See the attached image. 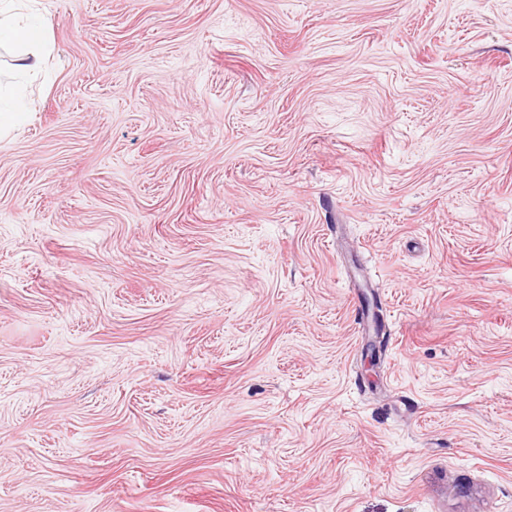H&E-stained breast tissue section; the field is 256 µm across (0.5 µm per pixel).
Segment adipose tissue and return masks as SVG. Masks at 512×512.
Listing matches in <instances>:
<instances>
[{"label":"adipose tissue","mask_w":512,"mask_h":512,"mask_svg":"<svg viewBox=\"0 0 512 512\" xmlns=\"http://www.w3.org/2000/svg\"><path fill=\"white\" fill-rule=\"evenodd\" d=\"M15 0H0V40H8L14 49V67L25 74H37L43 66L47 47L42 28L16 21Z\"/></svg>","instance_id":"1"}]
</instances>
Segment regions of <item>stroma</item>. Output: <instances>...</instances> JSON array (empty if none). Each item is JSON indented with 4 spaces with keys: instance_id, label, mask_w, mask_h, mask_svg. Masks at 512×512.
<instances>
[{
    "instance_id": "stroma-1",
    "label": "stroma",
    "mask_w": 512,
    "mask_h": 512,
    "mask_svg": "<svg viewBox=\"0 0 512 512\" xmlns=\"http://www.w3.org/2000/svg\"><path fill=\"white\" fill-rule=\"evenodd\" d=\"M33 20L0 512H512V0Z\"/></svg>"
}]
</instances>
